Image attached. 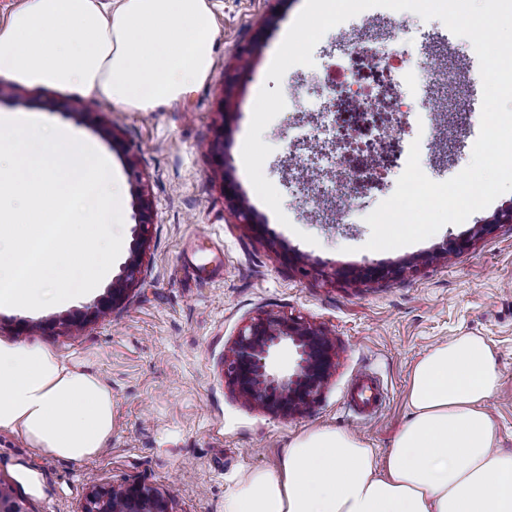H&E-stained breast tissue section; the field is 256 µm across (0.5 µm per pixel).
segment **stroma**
I'll return each mask as SVG.
<instances>
[{
    "instance_id": "stroma-1",
    "label": "stroma",
    "mask_w": 512,
    "mask_h": 512,
    "mask_svg": "<svg viewBox=\"0 0 512 512\" xmlns=\"http://www.w3.org/2000/svg\"><path fill=\"white\" fill-rule=\"evenodd\" d=\"M305 0H211L219 37L208 78L169 106L149 112L105 107L85 112L81 99L28 89L0 78V113L71 130L108 158L124 192L122 237L131 245L135 194L149 205V242L142 280L124 302L97 315L111 285L39 310L0 309V338L27 341L78 358L112 389V437L93 458L68 460L35 454L19 437L0 433V488L27 512H84L89 492L141 481L170 495L174 512H221L229 476L276 468L289 441L311 428L350 431L386 453L408 416L411 370L432 347L461 334L483 337L501 380L484 410L495 422L499 446L512 452V223L477 234L479 224L512 209V192L465 222L390 251H369L365 218L395 191L397 158L420 145V166L437 182L470 162L479 135L483 86L471 42L437 19L393 12L397 50L410 68L457 72L433 99L447 116L445 150L425 138L415 118L397 126L396 97L366 105L373 127L394 133L376 158L382 184L357 182L338 191L330 214L305 208L288 174L286 157L297 116L277 115L262 138L272 148L265 177L282 198L284 219L256 194L241 151L260 88L300 94L292 73L266 74ZM365 10L327 31L313 50L317 63H348L354 85L382 83L371 61L350 58L353 43L376 23ZM237 187L224 194L225 181ZM254 213L239 223L237 205ZM313 243L303 241V234ZM471 244L444 261L433 253L448 240ZM372 264L400 274L370 282L349 279ZM281 312L326 327L336 340V369L304 413L284 419L250 406L224 380V350L252 318ZM90 314L84 326L69 317ZM373 374L385 397L376 413L360 416L348 404L359 373ZM36 471L42 495L30 493L19 469Z\"/></svg>"
}]
</instances>
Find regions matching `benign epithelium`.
Segmentation results:
<instances>
[{
  "label": "benign epithelium",
  "mask_w": 512,
  "mask_h": 512,
  "mask_svg": "<svg viewBox=\"0 0 512 512\" xmlns=\"http://www.w3.org/2000/svg\"><path fill=\"white\" fill-rule=\"evenodd\" d=\"M148 204L139 199V220L130 254L112 280L107 296L96 306L101 313L123 300L142 274ZM400 271L398 267L369 266L355 279L379 280ZM295 346L299 359L286 372L276 371L271 351L282 343ZM336 343L328 331L315 324L275 312L253 318L225 349L224 377L232 391L254 407L281 418L306 411L320 396L335 368ZM84 512H174L172 500L159 489L140 481L125 482L91 491Z\"/></svg>",
  "instance_id": "7a95c632"
}]
</instances>
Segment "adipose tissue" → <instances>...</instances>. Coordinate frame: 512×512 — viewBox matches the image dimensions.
<instances>
[{
	"label": "adipose tissue",
	"mask_w": 512,
	"mask_h": 512,
	"mask_svg": "<svg viewBox=\"0 0 512 512\" xmlns=\"http://www.w3.org/2000/svg\"><path fill=\"white\" fill-rule=\"evenodd\" d=\"M215 38L210 0H24L0 20V77L147 112L208 77ZM499 385L486 342L454 337L415 364L385 455L344 430L304 431L278 467L237 475L221 512H512V453L482 408ZM0 432L92 458L112 436V390L46 345L0 339Z\"/></svg>",
	"instance_id": "adipose-tissue-1"
}]
</instances>
